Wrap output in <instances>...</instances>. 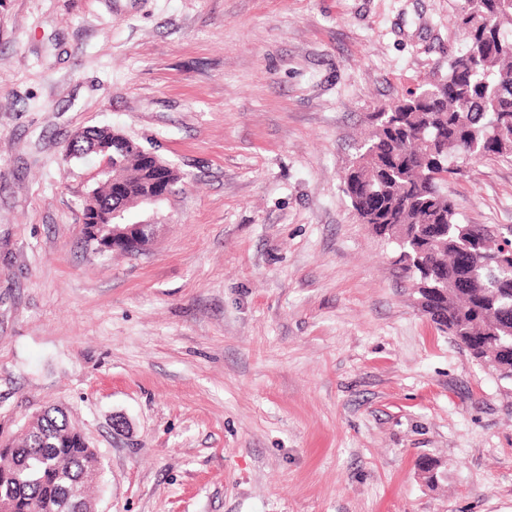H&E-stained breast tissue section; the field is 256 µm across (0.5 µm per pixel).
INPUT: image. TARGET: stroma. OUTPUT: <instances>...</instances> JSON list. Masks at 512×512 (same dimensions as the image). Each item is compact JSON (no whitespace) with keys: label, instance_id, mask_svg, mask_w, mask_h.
I'll return each mask as SVG.
<instances>
[{"label":"stroma","instance_id":"stroma-1","mask_svg":"<svg viewBox=\"0 0 512 512\" xmlns=\"http://www.w3.org/2000/svg\"><path fill=\"white\" fill-rule=\"evenodd\" d=\"M460 6L0 0V440L63 407L98 512H512V386L342 191L366 113L463 49ZM93 126L186 175L140 254L81 243ZM448 193L511 227L512 158Z\"/></svg>","mask_w":512,"mask_h":512}]
</instances>
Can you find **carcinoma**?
<instances>
[{
    "label": "carcinoma",
    "instance_id": "cac0c4a2",
    "mask_svg": "<svg viewBox=\"0 0 512 512\" xmlns=\"http://www.w3.org/2000/svg\"><path fill=\"white\" fill-rule=\"evenodd\" d=\"M465 2L456 16L464 49L420 91L367 114L369 136L345 169L343 193L361 223L396 244L395 265L421 310L470 354L467 337L512 311V262L500 264L499 246L512 229L462 223L445 184L470 161L512 157V0ZM91 135L112 147L85 211L112 198V184L132 187L148 177L137 141L104 127ZM129 222L126 211L97 232L109 240ZM469 238L482 251L473 268L456 262ZM495 352L512 365L511 325L490 337L483 354ZM103 468L80 428L49 408L0 452V502L14 512H60L59 500L71 493L89 509Z\"/></svg>",
    "mask_w": 512,
    "mask_h": 512
}]
</instances>
